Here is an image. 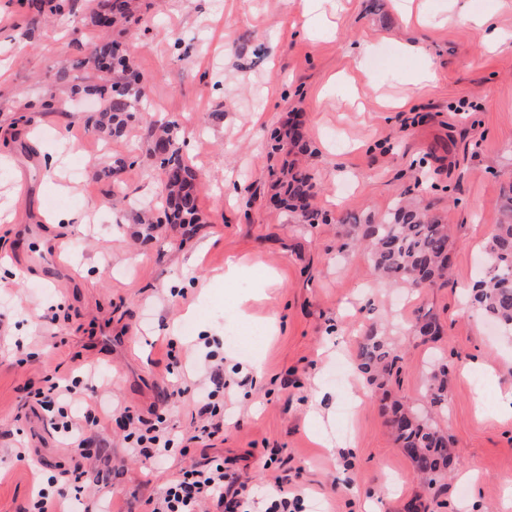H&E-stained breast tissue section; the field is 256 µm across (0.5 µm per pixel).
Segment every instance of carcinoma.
Returning a JSON list of instances; mask_svg holds the SVG:
<instances>
[{"label":"carcinoma","mask_w":512,"mask_h":512,"mask_svg":"<svg viewBox=\"0 0 512 512\" xmlns=\"http://www.w3.org/2000/svg\"><path fill=\"white\" fill-rule=\"evenodd\" d=\"M32 26L42 17H65L73 13L74 0H29ZM134 0H109L90 16L92 27L99 33L126 29L134 10ZM129 46L102 39L88 58H77L62 66L55 83L72 97L94 96L100 109L92 116L93 128L104 134L118 136L139 111L144 96V79L132 70ZM90 68L96 71L97 82L79 83L78 72ZM277 139L296 154L307 152V144L297 124L290 123ZM150 153L156 158L162 174L161 202L154 214L149 209L140 214V235L146 241L154 237L160 224H199L195 176L181 153L178 123L161 124L152 134ZM279 185L284 188L283 203L293 212L313 224L326 221L317 210L309 208L313 196L311 176L291 165H283ZM504 219L495 225L485 247L489 265L487 275L477 281L471 291V303L484 316L512 334V188L503 197ZM354 239L366 250L373 270L397 285L418 289L421 284L431 287L448 273L450 263V233L448 225L430 218L419 207L398 201L375 224L353 225ZM440 330L431 311H426L415 325V332L430 340ZM402 356L383 336H366L359 344L358 368L373 380L384 379L400 371ZM448 365L438 372L428 373L423 398L430 407L443 410L448 404L446 376ZM388 423L395 441L411 459L417 474L433 488L441 482L451 460L448 432L435 423L432 416L417 406L397 405L391 410Z\"/></svg>","instance_id":"1"}]
</instances>
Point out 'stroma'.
<instances>
[{
  "label": "stroma",
  "mask_w": 512,
  "mask_h": 512,
  "mask_svg": "<svg viewBox=\"0 0 512 512\" xmlns=\"http://www.w3.org/2000/svg\"><path fill=\"white\" fill-rule=\"evenodd\" d=\"M76 0L69 20L28 27L24 0H0V512H21L49 476L82 465L87 502L113 492L112 512H145L181 467L223 460L246 486L280 481L303 512H503L512 486V335L492 331L468 294L512 187V47L489 50L471 14L494 10L512 35V0H420L407 20L398 0H154L132 23L131 59L145 78L147 115L118 137L88 129L93 101L26 114L77 46L92 48ZM181 37L189 57L176 55ZM423 55L411 53V46ZM429 69L428 85L411 83ZM180 125L204 187V223L164 224L142 241L136 204L157 203L150 116ZM299 117L298 156L313 177L305 222L275 200L270 137ZM136 163L110 180L116 157ZM428 208L453 231L449 281L417 291L377 277L351 226L399 199ZM81 222L63 223V215ZM59 262L32 254L60 245ZM241 271L225 279L227 259ZM432 310L441 325L412 327ZM387 337L404 358L401 381L379 390L357 368L363 337ZM224 376V431L194 440L198 405L172 393L205 379V350ZM181 366L168 369L167 351ZM448 364V407L435 419L455 456L444 484L424 489L388 425L394 402L418 404L432 359ZM95 365L97 393L114 408L163 415L178 439L146 462L119 429L102 433L109 466L79 460L33 403L44 376ZM482 395L487 417L474 411ZM478 474L477 484L459 480ZM390 484L391 493L371 492Z\"/></svg>",
  "instance_id": "stroma-1"
}]
</instances>
